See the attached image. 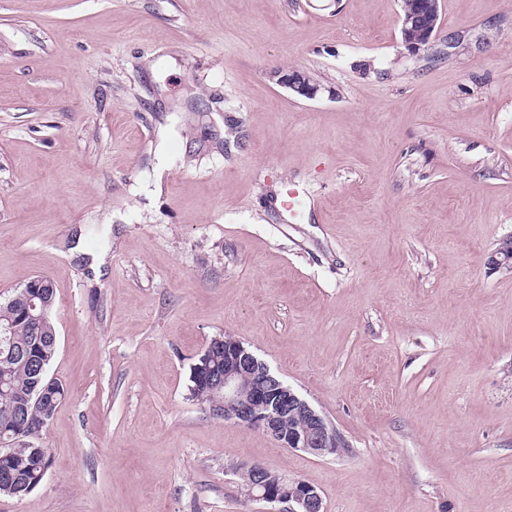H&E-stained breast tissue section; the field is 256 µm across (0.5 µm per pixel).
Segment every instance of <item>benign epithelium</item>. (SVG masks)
<instances>
[{
  "label": "benign epithelium",
  "instance_id": "7a95c632",
  "mask_svg": "<svg viewBox=\"0 0 512 512\" xmlns=\"http://www.w3.org/2000/svg\"><path fill=\"white\" fill-rule=\"evenodd\" d=\"M405 47L418 51L428 47L439 28V0H404L400 14ZM277 84L307 99L319 88L298 70L271 72ZM496 271L512 272V236L499 240L490 257ZM213 349L224 353V371L210 368L201 372L203 382L223 391L215 408L226 420L263 430L280 447L314 456L334 453L346 447L342 436L307 401L284 386L265 363L231 336L217 341ZM291 417L300 418L293 428L285 427ZM249 471L254 477L250 499L279 506L277 512H324L323 499L310 484L289 479L259 463L237 465L235 471Z\"/></svg>",
  "mask_w": 512,
  "mask_h": 512
}]
</instances>
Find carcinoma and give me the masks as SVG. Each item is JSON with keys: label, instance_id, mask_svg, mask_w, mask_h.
Masks as SVG:
<instances>
[{"label": "carcinoma", "instance_id": "carcinoma-1", "mask_svg": "<svg viewBox=\"0 0 512 512\" xmlns=\"http://www.w3.org/2000/svg\"><path fill=\"white\" fill-rule=\"evenodd\" d=\"M43 284V301L46 313L39 320L25 315L19 300L23 289H18L5 303H0V495L22 497L42 481L43 469L51 464L47 450L36 444L43 428L54 417L67 397V389L58 379L40 376L36 365L43 362L50 366L57 346L52 344L56 333L52 321L55 300L53 281L36 276ZM224 369V357L217 355L208 361H197L191 369V396L203 404H210L211 393L198 380L199 366Z\"/></svg>", "mask_w": 512, "mask_h": 512}]
</instances>
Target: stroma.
<instances>
[{"label": "stroma", "mask_w": 512, "mask_h": 512, "mask_svg": "<svg viewBox=\"0 0 512 512\" xmlns=\"http://www.w3.org/2000/svg\"><path fill=\"white\" fill-rule=\"evenodd\" d=\"M400 14L0 0V302L53 280L69 391L43 481L0 512H268L240 463L325 512H512V275L488 265L512 235V0H440L414 54ZM224 336L345 449L282 448L192 400ZM271 77L277 84L307 99H314L319 92L318 86L312 83L304 73L298 70L284 71L278 68L271 72ZM235 472L249 471L254 477L250 499L281 506L277 512H324L323 499L310 484L288 479L259 463L237 465Z\"/></svg>", "instance_id": "stroma-1"}]
</instances>
